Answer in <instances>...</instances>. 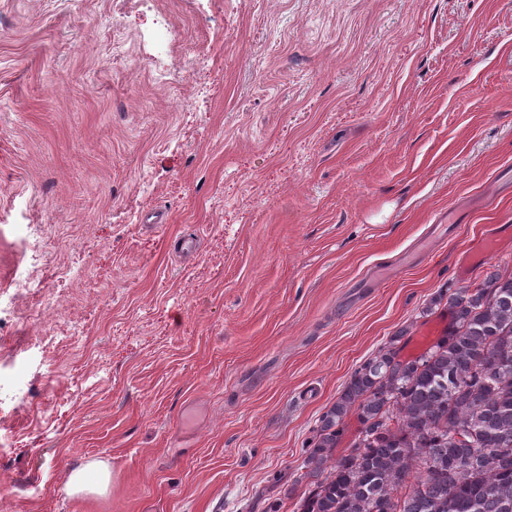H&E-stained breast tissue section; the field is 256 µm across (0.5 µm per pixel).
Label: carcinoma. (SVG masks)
Wrapping results in <instances>:
<instances>
[{"instance_id":"carcinoma-1","label":"carcinoma","mask_w":512,"mask_h":512,"mask_svg":"<svg viewBox=\"0 0 512 512\" xmlns=\"http://www.w3.org/2000/svg\"><path fill=\"white\" fill-rule=\"evenodd\" d=\"M444 300L452 322L428 351L402 360L391 337L322 416L299 512H512V272ZM353 410L359 442L336 459Z\"/></svg>"}]
</instances>
